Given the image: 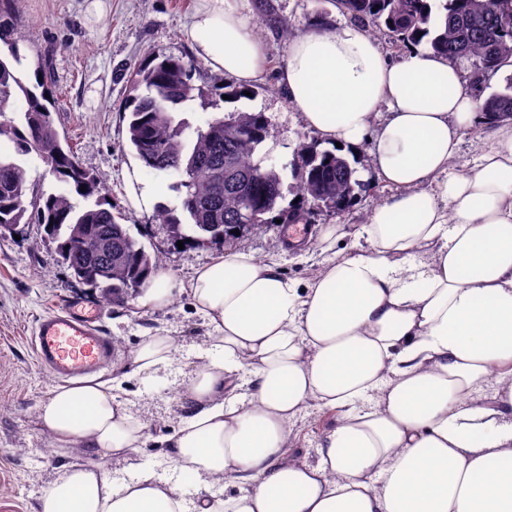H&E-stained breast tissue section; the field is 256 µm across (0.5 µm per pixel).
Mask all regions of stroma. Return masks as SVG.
Here are the masks:
<instances>
[{
	"label": "stroma",
	"instance_id": "35a3bbf8",
	"mask_svg": "<svg viewBox=\"0 0 512 512\" xmlns=\"http://www.w3.org/2000/svg\"><path fill=\"white\" fill-rule=\"evenodd\" d=\"M271 2L279 25L258 28L265 47L266 74L255 84L253 98L231 105L223 99L224 76L210 72L197 60L185 37L197 0H105L106 12L100 17L87 12L86 0H15L17 22L12 37L22 55L25 81L43 75L47 91L58 100L52 113L56 128L69 141L81 166L110 189L113 211L121 223L148 251L165 253L163 270L176 288L172 302L154 310L102 305L103 329L114 343L113 367H121L148 331L167 328L181 342L171 368L127 380L131 409L146 420L151 439L134 464H113L112 475L119 481L130 480L143 466L185 495L193 493L189 477L166 462L159 440L179 421V391L192 378L195 354L207 339V323L195 312L184 287L195 270L218 252L211 244L173 248L154 213L135 212L128 203L122 174L137 160L124 149L127 120L118 110L128 92V70L163 54L191 62L192 83L208 91L205 99L192 101L184 113L195 125L235 107L264 112L274 135L262 150L285 168L278 206L291 210L297 194L287 166L295 158L298 143L315 142L319 136L292 108L279 83L287 44L278 29L283 26L303 33L338 25L347 17L334 0ZM355 161L364 188L354 206L341 215L311 214L310 230L326 224L354 228L387 195L364 157L356 156ZM284 240L283 225L266 224L240 236L236 247L276 262L285 276L302 283L326 263V254L315 250L302 255L287 248ZM82 289L60 263L54 244L45 241L39 225L24 224L18 235L0 237V512H36L43 491L62 470L63 460L53 453L49 436L34 423L39 403L58 380L37 362L29 341L39 316ZM339 421V411L310 404L289 425L287 454L316 462L321 439Z\"/></svg>",
	"mask_w": 512,
	"mask_h": 512
}]
</instances>
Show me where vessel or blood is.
Instances as JSON below:
<instances>
[{
    "mask_svg": "<svg viewBox=\"0 0 512 512\" xmlns=\"http://www.w3.org/2000/svg\"><path fill=\"white\" fill-rule=\"evenodd\" d=\"M31 344L38 363L66 380L96 374L112 356V341L94 305L78 297L39 316Z\"/></svg>",
    "mask_w": 512,
    "mask_h": 512,
    "instance_id": "vessel-or-blood-1",
    "label": "vessel or blood"
}]
</instances>
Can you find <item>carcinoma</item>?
Returning <instances> with one entry per match:
<instances>
[{
	"label": "carcinoma",
	"mask_w": 512,
	"mask_h": 512,
	"mask_svg": "<svg viewBox=\"0 0 512 512\" xmlns=\"http://www.w3.org/2000/svg\"><path fill=\"white\" fill-rule=\"evenodd\" d=\"M343 13L368 25V33L387 36L404 47L422 43L450 60H466L472 78L512 64V0H336ZM9 58L0 57V106L20 101L19 119L0 121V225L40 224L62 264L74 278L118 304L132 297L147 277L163 265L116 221L109 191L64 146L54 126L45 93L24 80L17 44H8ZM191 64L164 55L129 73V94L119 107L129 114L127 143L145 167L175 178L179 203L157 210L158 221L174 242L235 246L233 231L241 224H273L270 214L282 198L283 172L261 145L272 137L262 112L235 109L192 126L179 117L182 108L205 96L191 84ZM479 112L498 121L512 120V78L501 91L479 102ZM35 156L59 186L42 188L27 197L24 157ZM299 164L292 166L302 206L345 211L363 183L358 170L336 150L302 145ZM96 197L82 207L74 196Z\"/></svg>",
	"instance_id": "obj_1"
}]
</instances>
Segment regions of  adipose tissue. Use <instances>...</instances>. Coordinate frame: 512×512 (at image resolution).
Masks as SVG:
<instances>
[{"label":"adipose tissue","instance_id":"ef3b65f1","mask_svg":"<svg viewBox=\"0 0 512 512\" xmlns=\"http://www.w3.org/2000/svg\"><path fill=\"white\" fill-rule=\"evenodd\" d=\"M185 33L240 90L260 80L248 0H198ZM280 80L306 126L342 154L367 151L391 188L356 233L364 248L304 285L236 249L198 268L188 292L207 346L163 441L194 496L150 469L115 481L110 463L132 461L148 425L123 380L99 375L37 408L70 460L37 512H512V124L490 127L476 170L449 175L478 121L459 71L417 48L392 62L356 22L290 39ZM417 251L430 264H408ZM179 347L155 330L129 366L154 375ZM492 377L490 402H475ZM311 402L344 412L313 464L285 452ZM219 483L236 494L216 499Z\"/></svg>","mask_w":512,"mask_h":512}]
</instances>
